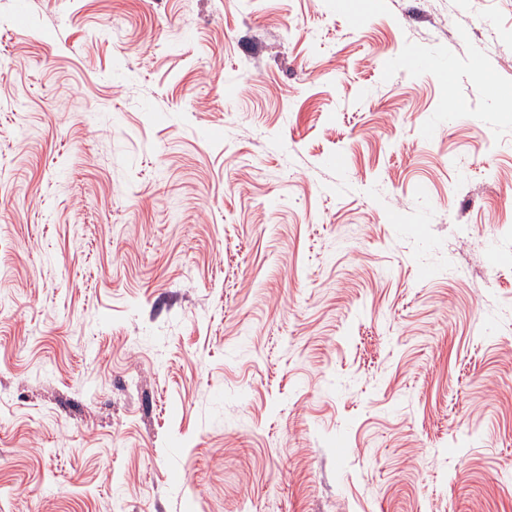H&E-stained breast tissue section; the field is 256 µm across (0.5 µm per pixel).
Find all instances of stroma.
I'll list each match as a JSON object with an SVG mask.
<instances>
[{
  "label": "stroma",
  "mask_w": 512,
  "mask_h": 512,
  "mask_svg": "<svg viewBox=\"0 0 512 512\" xmlns=\"http://www.w3.org/2000/svg\"><path fill=\"white\" fill-rule=\"evenodd\" d=\"M1 270L0 512H512V0H0Z\"/></svg>",
  "instance_id": "35a3bbf8"
}]
</instances>
